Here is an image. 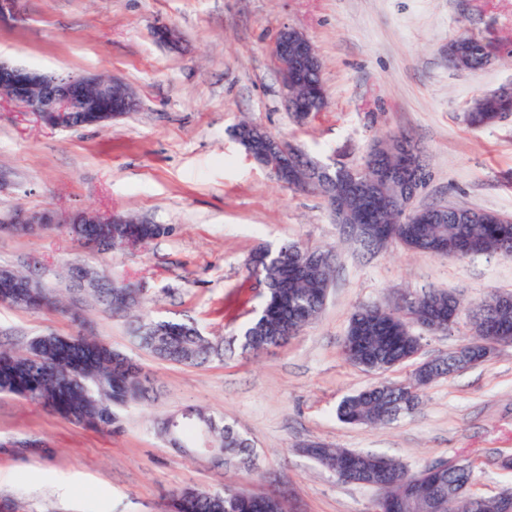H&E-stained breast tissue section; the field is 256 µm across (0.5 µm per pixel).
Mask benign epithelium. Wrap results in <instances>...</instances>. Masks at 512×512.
I'll return each instance as SVG.
<instances>
[{"instance_id": "benign-epithelium-1", "label": "benign epithelium", "mask_w": 512, "mask_h": 512, "mask_svg": "<svg viewBox=\"0 0 512 512\" xmlns=\"http://www.w3.org/2000/svg\"><path fill=\"white\" fill-rule=\"evenodd\" d=\"M277 63L283 99L287 108H292L297 89L306 87L308 100L324 104L325 94L314 83L304 84V74H318L323 63L314 45L293 27H285L278 34L272 49ZM0 97L13 102L21 111L34 116L40 123L51 128L94 126L105 128L113 121L128 114L130 105L137 102L134 92L120 78H102L95 74L60 75L48 74L0 60ZM235 140L247 155L267 170L278 182L293 185L301 176L303 156L261 124L234 128ZM376 165L375 180L360 179L359 169L341 166L339 191L357 187L371 201L378 197L381 184H390L396 196L388 202L402 210L408 221L417 218L420 208L414 200L422 192L427 181V172L421 166L419 149L413 144L388 136L373 145ZM336 181V165L317 164L309 167L307 183ZM13 224L16 229L26 231L45 224H66L68 227L80 224L129 223L126 214L111 211L107 213L92 210L73 212L65 217L49 213H27L22 210L0 221ZM109 249H133L134 236L126 232L120 236L113 232L104 235ZM74 287L101 288L108 279L99 276L89 267L76 263L71 267ZM41 284L7 267L0 268V302L6 297L23 298L35 294ZM458 309H434L417 321L423 330L432 334L443 327L454 324ZM509 336L466 341L454 351L459 364L469 365L487 358L501 343L511 341ZM388 461L384 457H373L360 473H347L340 477L346 483H364L374 470L385 469Z\"/></svg>"}]
</instances>
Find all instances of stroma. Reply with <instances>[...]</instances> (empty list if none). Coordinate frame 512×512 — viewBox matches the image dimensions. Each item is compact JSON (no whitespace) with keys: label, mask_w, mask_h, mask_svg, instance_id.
<instances>
[{"label":"stroma","mask_w":512,"mask_h":512,"mask_svg":"<svg viewBox=\"0 0 512 512\" xmlns=\"http://www.w3.org/2000/svg\"><path fill=\"white\" fill-rule=\"evenodd\" d=\"M175 28L178 48L160 45ZM293 27L323 61L326 104L296 124L271 53ZM491 42L497 58L461 71L448 64L460 33ZM0 59L51 73L118 77L139 106L109 128H49L0 103V218L14 211L58 215L120 211L162 225L141 249L97 251L64 225L28 235L0 231V267L31 274L67 294L73 262L142 288L153 317L191 320L228 339L259 312L264 286L249 272L259 248L286 242L334 246L338 259L319 317L282 346H232L202 366L163 361L136 346L128 317L84 299L83 315L150 379L149 398L110 433L78 425L0 394V512H165L170 495L224 485L284 497L288 512H369L375 492L344 484L307 456L315 440L375 453L417 470L440 460L476 465L486 496L512 489V345L425 387L417 409L379 426L342 422L337 406L385 379L347 360L343 342L361 305L394 304L436 288L463 310L445 334L422 340L419 361L448 354L471 331V306L512 293V259L462 260L393 243L380 254L344 239L323 199L278 184L232 138L260 123L310 158L363 166L374 138L407 135L430 179L416 206L479 208L512 218V114L473 128L476 96L512 86V0H12L0 18ZM55 310L0 303V346L24 352L35 336H73ZM189 406L233 425L254 448L250 467L214 468L179 452L157 420Z\"/></svg>","instance_id":"1"}]
</instances>
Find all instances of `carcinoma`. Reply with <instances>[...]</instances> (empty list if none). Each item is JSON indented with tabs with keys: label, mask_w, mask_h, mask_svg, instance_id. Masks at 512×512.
I'll return each mask as SVG.
<instances>
[{
	"label": "carcinoma",
	"mask_w": 512,
	"mask_h": 512,
	"mask_svg": "<svg viewBox=\"0 0 512 512\" xmlns=\"http://www.w3.org/2000/svg\"><path fill=\"white\" fill-rule=\"evenodd\" d=\"M466 57L465 66L480 69L487 60L480 51V39L462 33L457 36ZM500 103L491 95L475 98L466 121L472 127L493 123ZM328 206L336 205L351 213H365V204L356 194L333 195L334 189L313 188ZM428 211L413 225L412 238L403 245L412 251L432 253L450 259L475 255H497L512 258V221L485 213L478 222L450 210L448 217L433 218ZM331 253V248H308L287 243L278 250L260 249L251 259L249 272L267 289L260 315L240 335L227 343L214 342L201 334L191 322L154 320L138 316L132 332L138 344L153 355L177 364L200 366L224 354V345L241 342L242 350L260 352L284 344L287 334L315 320L323 309L322 289L327 287L333 272L330 263H308L311 253ZM88 296L114 312H127L144 304L141 292L129 285L110 284L91 288ZM460 300L448 293L429 290L407 294L396 306L397 315L380 317L367 334L361 356L355 364H368L379 373L404 364L410 346L406 340L407 326L418 319L427 302L444 309L448 301ZM59 299L49 290L27 298L25 309L37 310L54 306ZM482 320L472 321L473 335L486 329L487 321H498L504 332L512 335V317H500L499 296L491 293L481 299ZM66 344L53 334L33 337L23 353L0 350V393L15 395L31 404L54 407L58 416L72 417L84 425L110 431L117 428L118 411L149 397L150 387L139 370H123L112 365V356L120 351L93 334H79ZM420 373L413 370L401 383L385 382L344 398L337 408L340 420L355 425L388 424L401 414H410L416 407V385ZM189 416L180 418L177 440L182 448H190L207 436L212 447L220 449L224 460L215 467L238 461H250L251 449L234 426L217 422L199 407L187 408ZM316 460L323 466L340 471L346 466L344 453L337 448L317 449ZM390 471L377 478L379 489L391 500L395 512H500L496 497L470 493L466 498L448 496V485L464 480L474 485L475 465L470 461L441 473L440 484L431 491L422 480V470L413 471L396 460H389ZM186 505L173 503L174 512H279L272 498L255 497L244 500L237 489L226 485L220 491H203L189 487Z\"/></svg>",
	"instance_id": "carcinoma-1"
}]
</instances>
